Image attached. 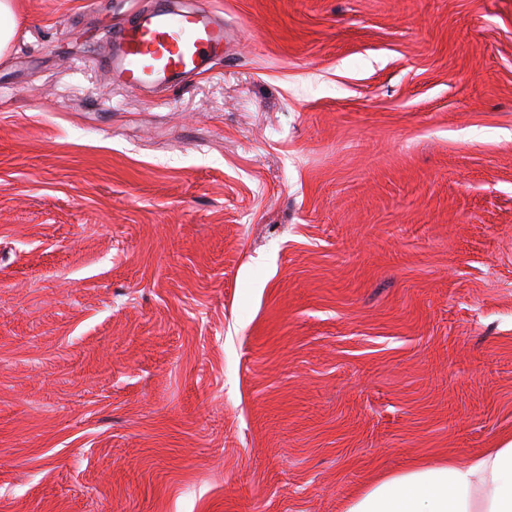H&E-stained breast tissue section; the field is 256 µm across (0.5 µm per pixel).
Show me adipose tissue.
<instances>
[{"instance_id": "obj_1", "label": "adipose tissue", "mask_w": 512, "mask_h": 512, "mask_svg": "<svg viewBox=\"0 0 512 512\" xmlns=\"http://www.w3.org/2000/svg\"><path fill=\"white\" fill-rule=\"evenodd\" d=\"M345 512H512V439L463 464H418L382 476Z\"/></svg>"}]
</instances>
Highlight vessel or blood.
I'll list each match as a JSON object with an SVG mask.
<instances>
[{"label": "vessel or blood", "instance_id": "b4317fda", "mask_svg": "<svg viewBox=\"0 0 512 512\" xmlns=\"http://www.w3.org/2000/svg\"><path fill=\"white\" fill-rule=\"evenodd\" d=\"M224 23L210 11L172 10L168 0L114 33L105 64L130 90H166L206 71L224 48Z\"/></svg>", "mask_w": 512, "mask_h": 512}]
</instances>
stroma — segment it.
<instances>
[{"label": "stroma", "mask_w": 512, "mask_h": 512, "mask_svg": "<svg viewBox=\"0 0 512 512\" xmlns=\"http://www.w3.org/2000/svg\"><path fill=\"white\" fill-rule=\"evenodd\" d=\"M155 0H15L0 512H344L512 438V0H181L208 72L100 62Z\"/></svg>", "instance_id": "stroma-1"}]
</instances>
